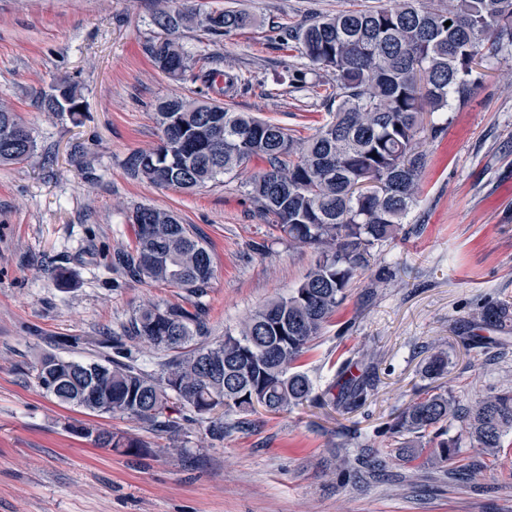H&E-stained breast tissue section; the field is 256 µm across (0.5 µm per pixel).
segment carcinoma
<instances>
[{"instance_id":"carcinoma-1","label":"carcinoma","mask_w":512,"mask_h":512,"mask_svg":"<svg viewBox=\"0 0 512 512\" xmlns=\"http://www.w3.org/2000/svg\"><path fill=\"white\" fill-rule=\"evenodd\" d=\"M154 23L166 33L199 28L226 36L255 19L242 10L204 12L194 0H182L181 8L156 13ZM271 39L299 45L304 63L288 69L289 87L305 88L313 75L315 87L331 88L315 133L298 138L205 94L175 96L155 107L158 146L132 153L126 168L156 187L193 192L254 159L263 161L265 167L245 184L247 194L262 220L289 243L316 253L314 266L288 294L262 304L236 334L210 344L202 298L214 269L205 241L171 211L136 207L129 216L135 246L115 253L112 266L185 293L183 302L146 305L130 321L132 338L174 355L156 377L137 366L119 340L102 362L46 354L33 367L34 378L59 403L132 419L172 437L185 422L205 423L212 438L222 439L224 415L214 416L216 407L280 414L323 400L298 362L345 300L355 274L368 267L371 249L394 238L416 205L426 168L422 134L436 139L446 130L436 122L424 127V114L466 105L483 82L487 61L512 46V0H394L318 16L298 28L281 25ZM144 51L173 80L198 81L208 89L215 83L210 58L190 57L168 37L146 43ZM39 99L46 112H62L68 103L75 113L81 94L59 79ZM36 148L31 130L1 105L0 163L24 162ZM511 315V304L488 300L479 321L496 328ZM352 365L350 359L341 362L339 392L332 398L348 412L375 388L370 367L355 374ZM447 368L448 355L439 350L425 372L438 376ZM451 418L462 420L468 437L494 457L512 434V388L472 405L446 391L410 402L390 425L400 440L399 461L434 467L456 460L460 442L444 430ZM94 446L122 448L134 457L154 452L126 433L102 432ZM382 467L379 451L369 449L336 464L350 478Z\"/></svg>"}]
</instances>
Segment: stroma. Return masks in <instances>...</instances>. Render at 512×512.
<instances>
[{"instance_id": "35a3bbf8", "label": "stroma", "mask_w": 512, "mask_h": 512, "mask_svg": "<svg viewBox=\"0 0 512 512\" xmlns=\"http://www.w3.org/2000/svg\"><path fill=\"white\" fill-rule=\"evenodd\" d=\"M377 0H197L205 11L241 9L256 26L219 38L177 32L190 55L247 77L229 103L313 134L320 98L288 88L296 49L271 41L273 27ZM158 0H0V102L31 129L36 155L0 164V512H512V436L498 456L463 442L480 480L388 462L380 477L341 483L338 457L386 448L388 423L426 390L462 404L512 385V330H490L474 314L491 298L512 303V47L491 59L470 102L448 114V131L423 139L427 168L416 207L398 236L375 246L368 267L323 335L301 359L317 390L344 359L370 353L376 388L352 412L304 406L271 415L227 414L223 440L201 424L177 439L137 421L89 418L35 383L45 352L106 356L96 341L120 336L138 308L180 291L113 270L131 249L139 205L174 212L208 245L214 266L204 302L210 342L268 299L288 293L312 266L311 249L271 235L244 188L224 176L192 193L157 188L125 168L157 146L162 98L189 96L144 52L160 36ZM77 84L82 112H46L36 99L59 79ZM65 273L57 285L56 273ZM443 350L448 370L429 377ZM94 422L139 437L145 458L92 447L70 431ZM176 444L170 454L166 445Z\"/></svg>"}]
</instances>
